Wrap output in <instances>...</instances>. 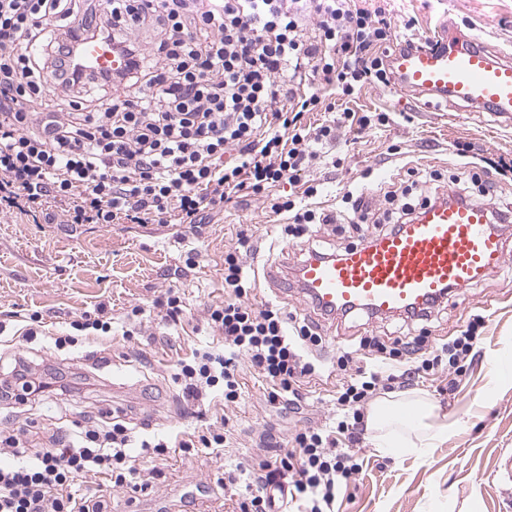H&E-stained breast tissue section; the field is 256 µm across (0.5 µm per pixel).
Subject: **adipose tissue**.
<instances>
[{"mask_svg":"<svg viewBox=\"0 0 512 512\" xmlns=\"http://www.w3.org/2000/svg\"><path fill=\"white\" fill-rule=\"evenodd\" d=\"M448 419L427 393L392 391L368 407L365 433L373 448L389 455L412 452L426 455L448 437Z\"/></svg>","mask_w":512,"mask_h":512,"instance_id":"1","label":"adipose tissue"}]
</instances>
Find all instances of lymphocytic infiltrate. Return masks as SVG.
Here are the masks:
<instances>
[{"label":"lymphocytic infiltrate","instance_id":"lymphocytic-infiltrate-1","mask_svg":"<svg viewBox=\"0 0 512 512\" xmlns=\"http://www.w3.org/2000/svg\"><path fill=\"white\" fill-rule=\"evenodd\" d=\"M151 22L144 47L133 31ZM112 38L127 55L120 74L65 68L78 37ZM395 35L382 7L364 0H0V215L16 212L66 224H199L205 213L248 190L286 235L311 225L365 222L363 197L344 196L345 213L297 207L272 187L300 181L336 139L331 124L304 123L335 109L364 85L387 84L384 49ZM123 87L120 97L111 96ZM251 279L240 250L224 254V299L207 321L221 351L194 350L181 360L185 400L211 392L224 412L195 432L135 441L116 419L95 418L67 439L29 446L23 429L0 428V512H104L81 480L106 479L113 492L161 493L157 468H140L133 444L154 458L199 448L218 456L229 410L242 402L241 364L267 384L271 405L296 410L302 378L326 372L316 325L270 303L248 299ZM484 327L430 349L426 337L386 342L360 338L336 357L337 420L293 432L256 465L228 472L239 494L232 512H269V490L285 492L294 512H334L339 491L364 461L361 408L381 382L405 387L453 374L472 357Z\"/></svg>","mask_w":512,"mask_h":512}]
</instances>
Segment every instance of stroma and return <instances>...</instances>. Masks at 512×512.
<instances>
[{
  "mask_svg": "<svg viewBox=\"0 0 512 512\" xmlns=\"http://www.w3.org/2000/svg\"><path fill=\"white\" fill-rule=\"evenodd\" d=\"M397 36H425L442 19L478 36L491 54L512 56V0H385ZM357 113H386L389 121L363 130L339 129L332 165L310 170L280 195L302 196L307 184L319 187L321 207L334 209L347 191L363 192L374 209L385 208L379 187L406 181L410 169L428 178L419 193L452 190V179L466 156L512 159V123L490 113L450 105L421 107L393 86H365L353 99ZM471 200L512 211V181L493 169L476 166ZM287 219L263 207L255 196L208 212L199 226L184 224H37L14 214L0 218V379L9 378L18 359L66 385L69 400L48 397L34 403L18 397L0 401V426L26 425L33 438L65 435L72 422L119 408L138 436L153 437L190 430L198 421L181 397L176 373L180 358L207 347L205 321L209 305L224 299V252L245 246L246 261L262 266L275 250L288 246ZM374 224L342 222L315 227L309 244L327 253L342 252L376 234ZM184 293L186 311L180 326L154 339L155 301L164 289ZM255 302H276L290 315L316 324L324 338L321 351L331 360L337 350L364 336L397 338L421 334L441 338L454 334L469 318L485 319L483 339L466 362L456 387L448 369L420 379L453 427L447 440L427 456L378 453L367 439L353 444L366 465L357 480L336 499L335 512H512V481L498 466L512 457V386L489 388L488 360L512 352V264L458 291L425 320L402 316L324 318L310 309L297 288L277 293L260 285ZM106 305L113 315L112 337L87 336L58 352L49 335L70 334V324ZM141 316H132L133 308ZM140 326L141 334L126 337ZM243 401L231 416L234 447L219 461L202 451L176 456L161 471L169 491L181 490L187 475L216 486L225 470L253 465L263 442H285L294 430L321 426L336 415L329 383L318 381L302 411H283L266 404L256 374H243Z\"/></svg>",
  "mask_w": 512,
  "mask_h": 512,
  "instance_id": "obj_1",
  "label": "stroma"
}]
</instances>
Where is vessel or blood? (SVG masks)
<instances>
[{
    "label": "vessel or blood",
    "mask_w": 512,
    "mask_h": 512,
    "mask_svg": "<svg viewBox=\"0 0 512 512\" xmlns=\"http://www.w3.org/2000/svg\"><path fill=\"white\" fill-rule=\"evenodd\" d=\"M80 55L89 70L120 67L105 41L83 39ZM387 63L395 87L417 103H452L512 121V60L489 54L475 36L442 23L422 41L402 42ZM509 222L510 214L443 196L342 254L310 252L294 261L293 272L306 304L324 315L424 319L455 292L512 263L501 230Z\"/></svg>",
    "instance_id": "1"
}]
</instances>
